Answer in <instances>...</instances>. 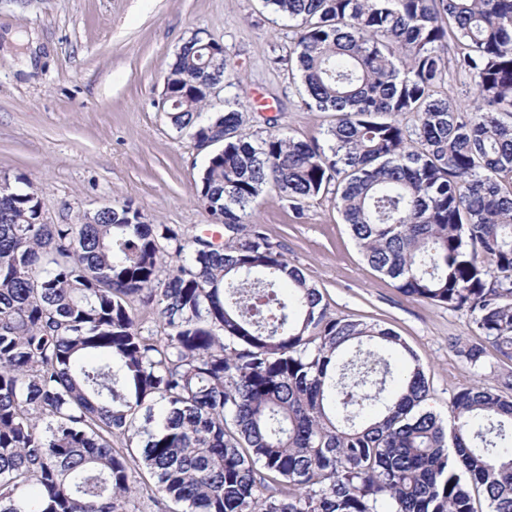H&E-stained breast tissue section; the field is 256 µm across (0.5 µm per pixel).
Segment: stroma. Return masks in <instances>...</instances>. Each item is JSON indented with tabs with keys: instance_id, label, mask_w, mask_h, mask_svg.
<instances>
[{
	"instance_id": "stroma-1",
	"label": "stroma",
	"mask_w": 512,
	"mask_h": 512,
	"mask_svg": "<svg viewBox=\"0 0 512 512\" xmlns=\"http://www.w3.org/2000/svg\"><path fill=\"white\" fill-rule=\"evenodd\" d=\"M195 36L221 42L235 70L210 111L235 100L251 132L273 117L284 134L322 138L333 115L302 105L288 72L294 30L262 0H0V180L34 187L48 224L128 202L185 238L223 241L197 197L206 154L159 106L168 63ZM249 221L283 246L331 312L405 340L427 369V406L444 422L455 392L495 388L512 373L497 352L480 366L459 354L473 340L466 311L408 297L371 267L333 194L309 200L298 219L267 193Z\"/></svg>"
}]
</instances>
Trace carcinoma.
<instances>
[{"mask_svg": "<svg viewBox=\"0 0 512 512\" xmlns=\"http://www.w3.org/2000/svg\"><path fill=\"white\" fill-rule=\"evenodd\" d=\"M295 23L318 140L238 102L197 36L159 106L195 140L224 133L197 189L224 243L186 240L130 203L46 224L34 189H0V512H512V375L474 384L454 425L393 331L332 313L248 209L302 216L329 191L364 258L403 294L470 314L512 358V0H264ZM469 104L436 96L446 66ZM157 313L144 326L134 303Z\"/></svg>", "mask_w": 512, "mask_h": 512, "instance_id": "carcinoma-1", "label": "carcinoma"}]
</instances>
